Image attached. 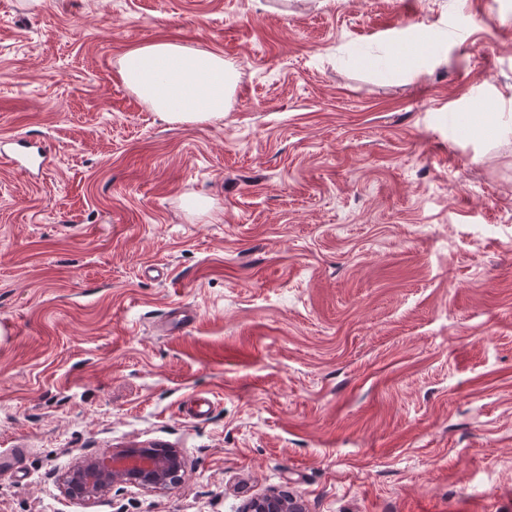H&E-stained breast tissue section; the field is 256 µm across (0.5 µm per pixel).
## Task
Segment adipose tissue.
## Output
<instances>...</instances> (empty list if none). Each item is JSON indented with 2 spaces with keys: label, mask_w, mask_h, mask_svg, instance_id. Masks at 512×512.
<instances>
[{
  "label": "adipose tissue",
  "mask_w": 512,
  "mask_h": 512,
  "mask_svg": "<svg viewBox=\"0 0 512 512\" xmlns=\"http://www.w3.org/2000/svg\"><path fill=\"white\" fill-rule=\"evenodd\" d=\"M119 72L125 85L170 122L222 117L240 73L222 54L158 42L128 51Z\"/></svg>",
  "instance_id": "ef3b65f1"
}]
</instances>
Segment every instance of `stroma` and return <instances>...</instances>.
Segmentation results:
<instances>
[{"instance_id": "1", "label": "stroma", "mask_w": 512, "mask_h": 512, "mask_svg": "<svg viewBox=\"0 0 512 512\" xmlns=\"http://www.w3.org/2000/svg\"><path fill=\"white\" fill-rule=\"evenodd\" d=\"M162 41L238 67L222 118L125 87ZM511 119L512 0H0L47 156L0 153V512H512ZM153 447L179 483L68 496ZM302 510L296 502L272 493L253 499L244 512H302Z\"/></svg>"}]
</instances>
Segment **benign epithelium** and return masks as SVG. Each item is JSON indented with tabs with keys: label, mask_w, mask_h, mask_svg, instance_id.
Wrapping results in <instances>:
<instances>
[{
	"label": "benign epithelium",
	"mask_w": 512,
	"mask_h": 512,
	"mask_svg": "<svg viewBox=\"0 0 512 512\" xmlns=\"http://www.w3.org/2000/svg\"><path fill=\"white\" fill-rule=\"evenodd\" d=\"M182 471L180 455L172 448H142L112 454V464L91 459L69 471L67 490L75 498L90 497L116 483L144 489L177 483ZM244 512H302L278 494H266L248 503Z\"/></svg>",
	"instance_id": "1"
}]
</instances>
